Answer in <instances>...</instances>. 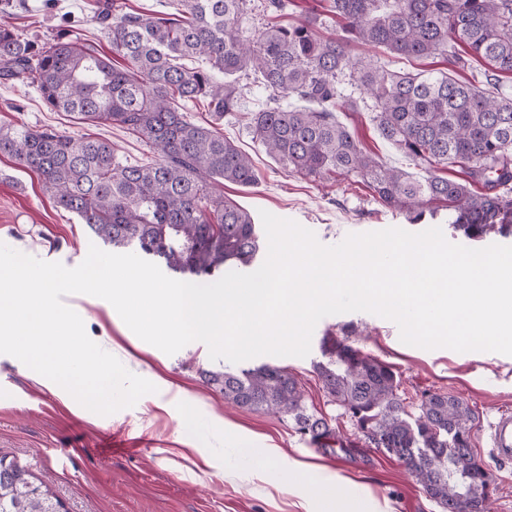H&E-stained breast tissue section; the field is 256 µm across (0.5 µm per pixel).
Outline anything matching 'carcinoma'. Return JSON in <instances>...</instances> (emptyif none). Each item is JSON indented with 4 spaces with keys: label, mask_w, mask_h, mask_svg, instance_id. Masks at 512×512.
<instances>
[{
    "label": "carcinoma",
    "mask_w": 512,
    "mask_h": 512,
    "mask_svg": "<svg viewBox=\"0 0 512 512\" xmlns=\"http://www.w3.org/2000/svg\"><path fill=\"white\" fill-rule=\"evenodd\" d=\"M327 2L325 12L284 25L288 0H177L173 11L154 14L97 0L95 19L122 68L68 31L38 42L0 22V79L34 86L52 110L136 136L155 160L130 163L109 140L23 124L0 127V154L38 172L55 203L114 248H134L197 278L225 265L255 271L253 216L219 189L254 185L252 161L187 115L189 104L203 101L216 124L237 116L236 75L253 73L268 95L248 129L285 169L318 179L353 174L414 223L448 212V223L471 241L512 235V95L500 88L512 76V0ZM257 8L265 17L258 28L250 25ZM333 26L340 35L322 34ZM353 44L407 60L440 57L448 68L395 70L355 59ZM196 59L205 66H191ZM344 82L370 99L380 135L422 166V177L366 152L336 119L340 107L361 102L344 97ZM290 96L305 105L283 101ZM450 165L466 178L438 174ZM477 182L483 191L472 189ZM323 354L327 360L314 365L322 388L362 438L414 449L407 471L442 512H459L462 499L491 512L492 479L473 451L464 401L429 391L412 412L391 365L344 339L329 340ZM204 376L237 407L285 418L313 443L333 434L284 367ZM0 512H64V504L0 456Z\"/></svg>",
    "instance_id": "1"
}]
</instances>
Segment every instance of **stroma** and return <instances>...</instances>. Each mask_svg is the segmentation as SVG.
Returning a JSON list of instances; mask_svg holds the SVG:
<instances>
[{"label": "stroma", "instance_id": "stroma-1", "mask_svg": "<svg viewBox=\"0 0 512 512\" xmlns=\"http://www.w3.org/2000/svg\"><path fill=\"white\" fill-rule=\"evenodd\" d=\"M94 6L95 0H25L10 21L24 36L41 40L70 27L108 56L112 42L95 21ZM337 117L378 159L419 173L415 161L380 136L371 112L343 108ZM17 124L51 127L75 139L111 140L119 156L132 163L154 158L144 143L119 128L78 122L47 108L33 87L0 82V126ZM220 131L255 166L256 184L224 187L226 197L250 212L294 220L326 246L351 233L422 230L381 206L357 176L332 174L320 181L286 171L252 138L245 119H225ZM94 240L76 214L56 206L35 171L0 155V243L73 268ZM63 301L81 316L90 339L104 342L128 371L158 386L112 417H90L77 402L32 377L19 360L0 354V456L48 484L66 512H342L352 497L389 505L390 512H442L395 455L356 436L342 409L328 401L313 365L322 360V342L330 334L352 339L363 352L392 365L408 408H416L427 390L465 401L475 416L472 446L497 487L492 512H512V463L498 460L488 442L496 415L512 409V356L410 346L401 342L394 322L368 312L324 317L308 356L276 360L299 380L309 407L330 418L335 437L323 447L278 416L227 402L203 382L202 371L230 366L210 359L206 344L195 341L169 356L139 339L109 302L84 294ZM186 406L198 409L193 421L179 418ZM243 439L335 474V499L317 493L298 497L274 468L248 477L249 463L235 451Z\"/></svg>", "mask_w": 512, "mask_h": 512}]
</instances>
